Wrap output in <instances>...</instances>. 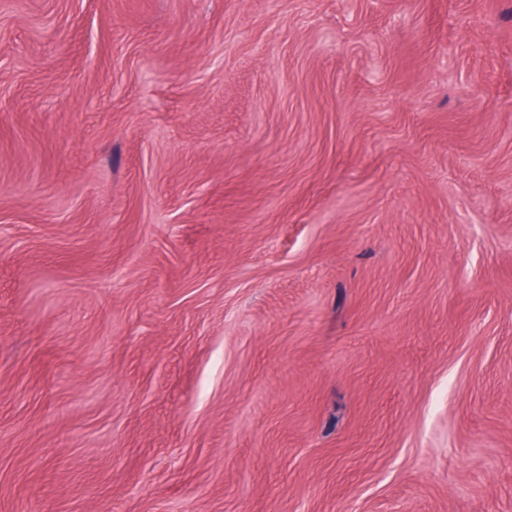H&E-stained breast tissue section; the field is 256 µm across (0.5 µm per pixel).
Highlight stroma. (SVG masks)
<instances>
[{
	"instance_id": "obj_1",
	"label": "stroma",
	"mask_w": 512,
	"mask_h": 512,
	"mask_svg": "<svg viewBox=\"0 0 512 512\" xmlns=\"http://www.w3.org/2000/svg\"><path fill=\"white\" fill-rule=\"evenodd\" d=\"M0 512H512V0H0Z\"/></svg>"
}]
</instances>
